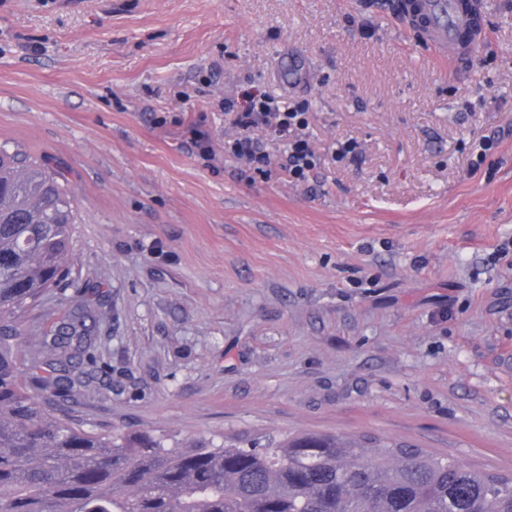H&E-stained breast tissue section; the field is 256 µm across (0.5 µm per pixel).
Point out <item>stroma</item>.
<instances>
[{
  "label": "stroma",
  "mask_w": 512,
  "mask_h": 512,
  "mask_svg": "<svg viewBox=\"0 0 512 512\" xmlns=\"http://www.w3.org/2000/svg\"><path fill=\"white\" fill-rule=\"evenodd\" d=\"M488 3L462 66L381 0H0V147L76 204L71 283L24 323L99 308L105 372L56 414L512 471V0ZM254 94L307 106L308 183L272 131L251 132L268 174L225 155L224 103Z\"/></svg>",
  "instance_id": "stroma-1"
}]
</instances>
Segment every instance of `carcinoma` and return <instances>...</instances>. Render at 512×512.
Listing matches in <instances>:
<instances>
[{"label": "carcinoma", "mask_w": 512, "mask_h": 512, "mask_svg": "<svg viewBox=\"0 0 512 512\" xmlns=\"http://www.w3.org/2000/svg\"><path fill=\"white\" fill-rule=\"evenodd\" d=\"M72 202L44 166L0 151V512H512V474L414 446L303 433L262 448H167L52 414L21 379L22 339L39 352L45 394L104 372L89 354L91 304L54 331L23 328V313L70 274Z\"/></svg>", "instance_id": "cac0c4a2"}]
</instances>
